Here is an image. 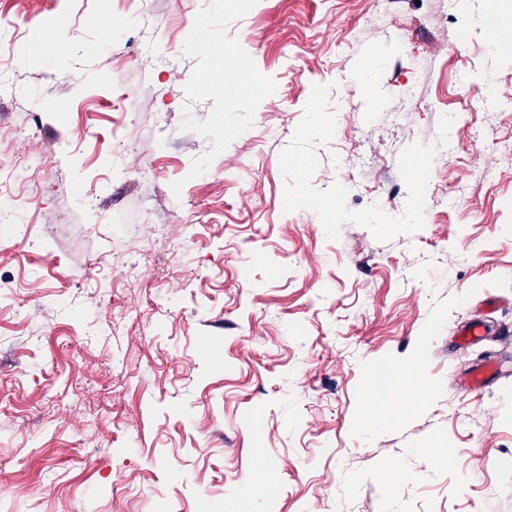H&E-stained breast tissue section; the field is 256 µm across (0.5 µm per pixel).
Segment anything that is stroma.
<instances>
[{"label": "stroma", "instance_id": "35a3bbf8", "mask_svg": "<svg viewBox=\"0 0 512 512\" xmlns=\"http://www.w3.org/2000/svg\"><path fill=\"white\" fill-rule=\"evenodd\" d=\"M493 17L0 0V512H512V338L453 339L512 325ZM492 333L488 326L482 321L467 322L461 328H456L454 332L455 343L458 346L468 345L479 342L485 336H490ZM499 371L500 367L496 361L484 360L465 373L462 382L466 389L479 391L486 384L487 380L498 374Z\"/></svg>", "mask_w": 512, "mask_h": 512}]
</instances>
